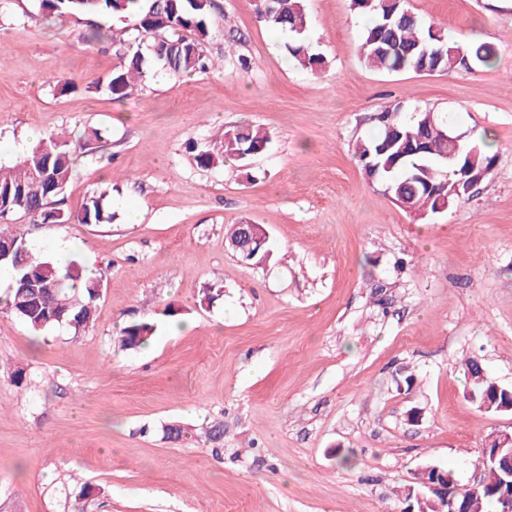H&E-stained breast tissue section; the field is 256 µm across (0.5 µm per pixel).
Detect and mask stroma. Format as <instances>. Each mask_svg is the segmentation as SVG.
<instances>
[{
    "mask_svg": "<svg viewBox=\"0 0 512 512\" xmlns=\"http://www.w3.org/2000/svg\"><path fill=\"white\" fill-rule=\"evenodd\" d=\"M304 5L323 70L289 63L252 0H213L214 67L117 101L101 84L119 59L87 36L119 18L45 19L11 0L0 147L99 129L56 205L78 212L106 188L140 220L126 206L108 224L14 218L32 252L67 248L104 288L85 330L36 336L0 312V512H401L418 468L469 483L489 438L512 434L461 370L475 356L512 385V0H409L496 46L493 67L433 75L367 69L350 0ZM397 102L496 138L492 173L447 212L404 210L353 155ZM242 124L268 133L262 153L197 167L188 140ZM245 223L270 234L263 263L224 245ZM145 317L148 344L118 350L119 324Z\"/></svg>",
    "mask_w": 512,
    "mask_h": 512,
    "instance_id": "obj_1",
    "label": "stroma"
}]
</instances>
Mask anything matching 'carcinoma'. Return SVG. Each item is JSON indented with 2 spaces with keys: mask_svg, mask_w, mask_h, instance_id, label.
Here are the masks:
<instances>
[{
  "mask_svg": "<svg viewBox=\"0 0 512 512\" xmlns=\"http://www.w3.org/2000/svg\"><path fill=\"white\" fill-rule=\"evenodd\" d=\"M45 15H127L135 19L132 28L110 30L109 39L119 66L106 81L114 100L128 97L144 82L155 66L182 75L206 71L214 66L206 52L209 36L207 18L212 0H38ZM260 20L287 30L285 44L289 60L312 72L325 67L324 58L306 42L309 20L304 0H263ZM358 13L370 18L361 36L360 58L370 70L380 73H418L422 60L436 73L469 70L473 64L489 67L496 49L483 42L466 45L418 17L408 0H351ZM418 120L408 123L401 103L384 106L375 117L378 132L360 138L354 154L368 178L382 184L401 207L419 214L442 213L460 201L449 193L453 171L466 165L492 171L496 156L467 142L444 139L439 130L448 127V117L431 110H415ZM97 129L74 139L65 131L52 133L19 156L10 166L0 167V245L13 248L15 256L0 264L8 274L11 288L3 304L36 334L53 325L47 313L65 312V320H76L83 328L95 322V302L103 288L102 278L93 277L77 261L64 267L51 259L35 256L20 234L10 229L12 217L23 213L40 224H102L112 219L103 205L106 192L88 197L80 211L65 213L54 207L55 198L70 183L77 160L101 141ZM269 137L254 126L223 127L211 139L191 144L198 167L208 169L226 161H242L263 152ZM156 324L148 319L134 321L121 329L118 347L144 346L154 335ZM467 397L477 406L488 403L492 411L512 405V385H503L477 358L464 364ZM499 442L492 438L474 468L504 474L494 456ZM455 508L464 512H502L500 497L512 490L498 478L473 490L459 483Z\"/></svg>",
  "mask_w": 512,
  "mask_h": 512,
  "instance_id": "carcinoma-1",
  "label": "carcinoma"
}]
</instances>
